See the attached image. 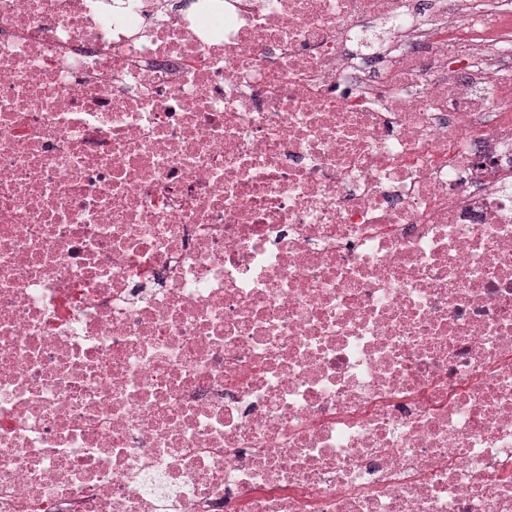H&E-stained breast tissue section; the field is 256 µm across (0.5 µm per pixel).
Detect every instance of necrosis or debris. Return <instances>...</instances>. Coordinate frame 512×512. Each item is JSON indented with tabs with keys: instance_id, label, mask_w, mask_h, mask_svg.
Returning <instances> with one entry per match:
<instances>
[{
	"instance_id": "1",
	"label": "necrosis or debris",
	"mask_w": 512,
	"mask_h": 512,
	"mask_svg": "<svg viewBox=\"0 0 512 512\" xmlns=\"http://www.w3.org/2000/svg\"><path fill=\"white\" fill-rule=\"evenodd\" d=\"M0 512H512V0H0Z\"/></svg>"
}]
</instances>
